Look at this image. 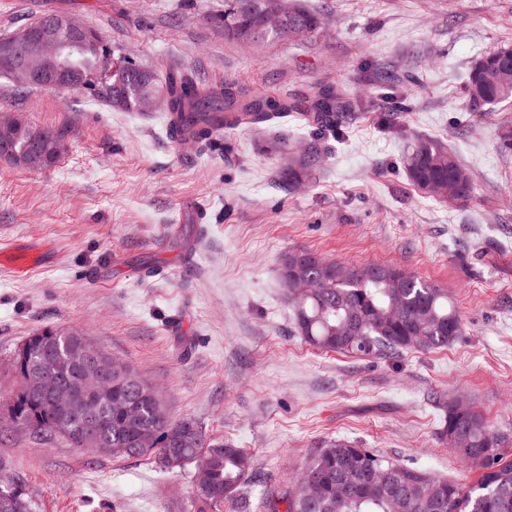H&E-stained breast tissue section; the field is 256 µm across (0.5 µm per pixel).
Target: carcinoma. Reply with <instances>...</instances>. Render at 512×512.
Wrapping results in <instances>:
<instances>
[{
  "instance_id": "obj_1",
  "label": "carcinoma",
  "mask_w": 512,
  "mask_h": 512,
  "mask_svg": "<svg viewBox=\"0 0 512 512\" xmlns=\"http://www.w3.org/2000/svg\"><path fill=\"white\" fill-rule=\"evenodd\" d=\"M283 13L288 25L306 31L299 43L311 44L322 31L320 13L297 0H224V36L245 45L268 41L290 44L291 40L266 26L268 16ZM86 67L95 78L90 93L126 112L147 108L134 92L117 95V83L142 85L162 94L166 101L167 135L176 139L182 125L193 126L192 139L201 150L230 151L220 136L242 125L271 126L290 112L305 115L318 137L339 138L345 116L366 108L355 90L316 83L293 97L272 96L258 87L226 81L202 84L189 71L160 76L155 70L130 60L133 70L111 74L96 51L84 53ZM512 70V47L504 46L481 56L470 68L464 84L469 107L489 112L512 100V83L499 77ZM413 89L403 83L391 94L398 112L412 110ZM43 135L44 154L58 161L60 133L28 125L7 134L11 150L27 155L31 134ZM320 153L314 147L288 159L280 168L281 179L299 185L310 179ZM409 183L435 200H445L448 179L457 180V201L475 198L477 185L458 156L440 141L415 138L403 161ZM281 286L292 306L294 330L306 343L324 352L356 357H389L405 350L429 352L451 344L463 333L462 320L444 289L399 268L367 265L343 266L308 251L286 254L281 260ZM307 281L311 287L301 290ZM83 332L44 329L30 336L18 349L13 367L24 373L37 361L66 370L75 359ZM112 408L90 407L100 419L98 436L112 444L115 459L148 457L162 469L176 456L178 467H192V491L186 512H252V500L243 488L252 469L251 457L241 448L209 435L196 421H177L158 412L162 403L157 388L133 371L112 379ZM135 406L137 419L128 420L123 407ZM440 438L448 442L466 464L480 470L469 486L441 481L409 466L394 463L369 448L346 439L326 443L304 466L297 484L270 489L265 495L266 512H435L432 502L443 495L446 512H512V458L505 452L509 437L499 433L482 412L458 400L442 403ZM11 422L37 437L52 436L64 418L62 410L36 389L18 385L9 408ZM311 476L325 480L321 495L309 498L303 484ZM368 483L367 494L351 491V485ZM0 512H32V502L15 488H0Z\"/></svg>"
}]
</instances>
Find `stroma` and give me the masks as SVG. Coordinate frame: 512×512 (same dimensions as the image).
Masks as SVG:
<instances>
[{"instance_id":"stroma-1","label":"stroma","mask_w":512,"mask_h":512,"mask_svg":"<svg viewBox=\"0 0 512 512\" xmlns=\"http://www.w3.org/2000/svg\"><path fill=\"white\" fill-rule=\"evenodd\" d=\"M327 25L312 44L244 47L213 18L224 0H0V36L66 15L112 50L203 82L235 80L290 95L347 85L371 107L349 113L311 181L291 188L268 155L311 142L295 121L232 132L236 154L200 155L171 140L162 112H124L85 90L17 87L0 75V113L63 133L53 167L0 162V250L50 246L16 276L0 263V474L35 512H185L190 468L113 460L10 423L18 347L45 328H78L157 385L171 419L192 418L253 459L260 503L327 442L347 438L434 478L471 484L478 469L438 438L440 400L473 403L512 435V155L495 125L512 102L469 111L461 86L483 54L512 46V0H304ZM418 69L412 111L381 79ZM401 127L403 136L384 131ZM443 141L475 178L468 203L407 181L414 136ZM205 224L176 247L180 217ZM310 251L344 265L401 268L447 290L464 324L448 348L390 358L324 354L293 329L279 259Z\"/></svg>"}]
</instances>
